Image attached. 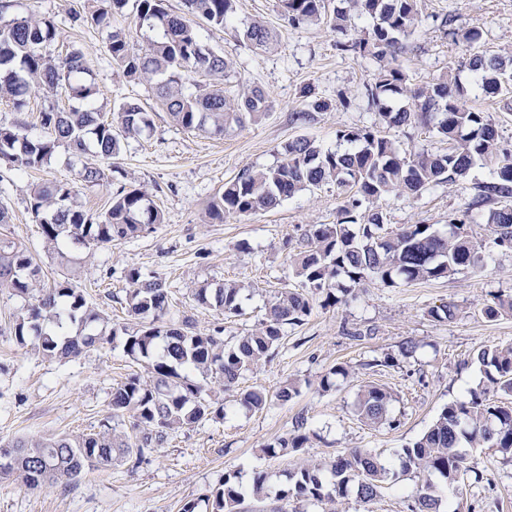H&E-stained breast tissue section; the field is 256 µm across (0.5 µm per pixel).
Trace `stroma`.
Returning a JSON list of instances; mask_svg holds the SVG:
<instances>
[{
    "instance_id": "1",
    "label": "stroma",
    "mask_w": 512,
    "mask_h": 512,
    "mask_svg": "<svg viewBox=\"0 0 512 512\" xmlns=\"http://www.w3.org/2000/svg\"><path fill=\"white\" fill-rule=\"evenodd\" d=\"M418 6L419 25L399 59L412 84L432 82L473 49L512 52V0H418ZM97 7L96 0H12L10 16L54 20L57 38L47 54L60 60L71 48L81 49L98 92L88 102L65 88L44 92L30 98L21 112L0 99V123L24 122L25 134L37 139L45 134L40 114L49 108L91 107L108 118L123 102H140L151 118L150 128L122 140L108 181L79 185V201L95 216L108 208L117 191L137 188L159 209L162 221L109 247L69 245L68 254L88 272L78 285L89 305L109 315L111 322H120L126 317L125 272L138 268L165 279L171 316L190 318L201 332L223 326L225 340H233L264 320L274 289L300 287L288 257L304 247L315 225L335 223L344 196L328 182L297 193L274 210L230 216L221 223L210 219L211 204L242 170L278 165L289 141L307 137L333 150L338 131L378 124V108L368 94L378 64L338 51V36L328 24L289 25L277 0H236L227 28L200 19L193 26L204 44L229 61L228 80L262 89L272 108L258 122L219 138L176 124L150 83L126 77L113 64L106 49L112 28L125 29L135 43L143 41L134 0L111 26L72 23V14ZM255 21L275 32L271 50H258L243 39L242 29ZM478 23L485 26L484 38L472 49L460 34ZM308 86L329 107L304 122L296 115L309 108L302 95ZM102 163L94 150L77 156L61 145L38 170L22 173L0 165V207L11 216L10 223L0 224V234L28 249L42 268L45 285L64 278L67 269L44 245L30 211L31 190L45 180L78 185L84 165ZM492 173V166L478 165L456 183L413 196L388 194L374 206L383 212L388 229L429 224L444 233L450 218L468 207L475 184ZM488 214L485 207L473 212V230L485 242L482 275L462 269L449 278L400 281L391 287L369 280L327 308L321 295H313L304 324L287 328L275 358L244 380L270 395L264 410L248 411L228 395L223 419L179 431L139 465L118 461L86 471L75 482L41 490L25 487L14 476L0 478V512H180L228 474L235 476L242 492L241 512H410L416 483L410 476L386 483L370 502L351 496L334 506L279 499L274 492L306 460L323 462L352 448L395 458L444 406L463 399L470 389L487 387L483 371L471 361L473 354L483 346L512 345V315L485 314L498 299L512 297V250L493 244ZM224 282L241 288V311L229 318L193 298L194 289ZM446 302L456 305L455 317L433 318L431 309ZM21 306L20 298L0 292V445L28 435L98 431L112 417L113 386L131 375H146L144 362L127 356L119 338L66 362L46 359L15 339L12 321ZM406 343L416 345L414 356H401ZM388 356L393 365H384ZM337 365L347 367V376L337 377L335 390L321 391V377ZM290 381L299 382V395L285 403L276 400L279 388ZM367 384L393 392V425L369 426L357 417V392ZM300 415L307 421L305 448L280 457L263 455L262 447L291 432ZM468 465L459 483L442 487L443 502L461 505L464 512H512V457L491 447L472 448ZM259 472L273 492L262 501L251 495Z\"/></svg>"
}]
</instances>
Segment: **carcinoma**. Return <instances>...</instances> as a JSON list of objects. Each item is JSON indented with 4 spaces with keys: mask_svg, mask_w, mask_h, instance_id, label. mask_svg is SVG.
I'll return each instance as SVG.
<instances>
[{
    "mask_svg": "<svg viewBox=\"0 0 512 512\" xmlns=\"http://www.w3.org/2000/svg\"><path fill=\"white\" fill-rule=\"evenodd\" d=\"M106 6L85 15L76 13L77 25H109L128 0H102ZM163 0H137V23L157 35L134 44L122 30L110 35L107 51L127 77L154 85L172 120L190 130L222 136L230 129L256 121L272 108L265 92L252 89H212L197 94L184 92L190 73L224 77L229 63L198 38L189 19L171 13ZM187 13L225 28L235 13V0H184ZM281 16L291 25L329 23L344 36L336 48L378 63L370 94L379 107L384 126L400 127L417 119L432 125L448 138L446 153L407 150L378 128L342 131L339 141L349 149L324 150L314 141L300 138L283 147L279 165L245 169L224 184L211 206V218L222 222L230 215H246L276 208L297 192L334 182L345 194L336 223L317 224L304 249L289 256L295 274L306 288L323 296L322 306H334L336 282L342 278L350 292L368 278L385 286L398 280L407 283L450 277L462 268L483 271L482 241L471 229L470 211L491 204L502 208L489 216L494 243L512 249V152L500 147L495 125L485 113L468 105V88L462 73L468 72L475 87L486 95L512 92V56L472 54L457 68L426 86L409 82L398 57L405 41L419 22L417 0H278ZM373 20L370 31L348 38L353 18ZM57 35L51 19L15 17L0 25V98L10 100L20 111L31 94L67 87L82 99L95 94L92 85L79 82L87 71L82 51L74 48L58 62L44 52ZM255 48L267 50L276 35L266 25L253 22L242 31ZM401 95L406 104L395 109L387 104ZM47 135L30 140L21 133L22 124H0V161L19 170H37L55 149L67 145L74 153L85 151L87 140L105 160L118 154L119 138L130 137L150 127L148 113L136 101L122 103L115 120L92 108L70 111L51 108L41 113ZM479 162L494 164V177L476 186L477 197L467 211L449 221L448 233L430 230L427 224H407L385 229V216L378 209L361 211L364 202L390 194L416 195L438 184H453L465 178ZM108 179L102 167H83L78 181L100 184ZM30 210L41 227L47 246L64 259L63 246L78 242L86 247H104L136 237L148 224L161 223V214L138 189L121 190L108 210L92 218L82 208L78 191L69 184L44 182L34 187ZM128 319L111 329L121 337L125 352L137 361H147L150 376L132 375L112 388V419L129 418L132 434L104 423L89 434L52 437H19L12 449L17 477L31 489L51 487L61 480L74 481L85 470L106 467L118 460L139 464L145 453L162 448L179 430L203 420L224 418L220 396L231 392L250 411L266 407L265 390L242 387L247 373L271 360L283 339V328L299 326L311 314L307 294L297 288H279L268 302L267 317L255 329L227 342L224 328L197 332L188 320L167 323L169 294L166 282L140 270L127 271ZM7 289L25 305L14 316V336L50 360H71L109 341L87 331L107 318L88 304L69 274L47 287L41 268L21 244L0 237V291ZM241 288L225 283L195 290L196 301L224 316L239 312ZM68 320L77 326L73 334H52L42 324ZM476 362L500 397L492 399L485 388L468 391V397L444 407L428 430L402 448L393 462L373 450L354 448L328 464L304 461L288 475L279 498L324 499L336 503L351 491L364 502L374 500L379 489L397 473L418 478L411 512H439L438 477L449 485L468 471L467 453L461 449L490 445L512 455V345L484 347ZM393 395L386 388L369 384L359 389L356 413L371 425H393L390 406ZM308 441L306 420L295 419L293 430L261 448L268 457L297 452ZM211 512H238L241 493L231 476L207 496Z\"/></svg>",
    "mask_w": 512,
    "mask_h": 512,
    "instance_id": "carcinoma-1",
    "label": "carcinoma"
}]
</instances>
